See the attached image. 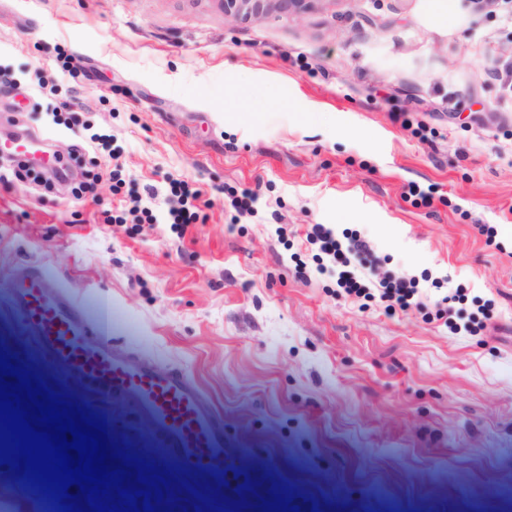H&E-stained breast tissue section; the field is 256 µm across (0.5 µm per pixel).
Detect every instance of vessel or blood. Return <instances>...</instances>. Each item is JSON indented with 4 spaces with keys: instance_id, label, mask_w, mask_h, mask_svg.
<instances>
[{
    "instance_id": "obj_1",
    "label": "vessel or blood",
    "mask_w": 512,
    "mask_h": 512,
    "mask_svg": "<svg viewBox=\"0 0 512 512\" xmlns=\"http://www.w3.org/2000/svg\"><path fill=\"white\" fill-rule=\"evenodd\" d=\"M43 134L0 144V154L25 159L40 155L47 169L59 160ZM17 324L56 374L75 380L107 402L137 412L180 470L204 476L208 489H227L231 480L224 448V420L194 378L184 371L158 369L112 341V308L77 305L52 287L39 268L26 269L10 283Z\"/></svg>"
}]
</instances>
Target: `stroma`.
Returning <instances> with one entry per match:
<instances>
[{
  "label": "stroma",
  "mask_w": 512,
  "mask_h": 512,
  "mask_svg": "<svg viewBox=\"0 0 512 512\" xmlns=\"http://www.w3.org/2000/svg\"><path fill=\"white\" fill-rule=\"evenodd\" d=\"M317 0L290 17L225 16L219 0H0V142L44 133L66 178L0 184V355L107 422L115 448L177 489L158 512H200L208 496L131 411L62 381L18 328L8 282L45 269L81 303L110 301L114 341L188 371L224 417L248 490L218 512H503L512 503V0ZM74 55L84 75L59 66ZM53 84L40 93L42 82ZM111 153L71 157L81 135ZM404 113L406 123L394 122ZM115 158L166 207L168 177L213 207L184 234L112 222L110 179L76 189ZM432 205L404 197L408 183ZM257 191L232 225L223 189ZM288 227L277 240L273 227ZM358 231L376 277L427 273L458 292L482 330L386 311L333 278L296 274L305 230ZM0 465V512H41ZM240 510H233V502Z\"/></svg>",
  "instance_id": "stroma-1"
}]
</instances>
